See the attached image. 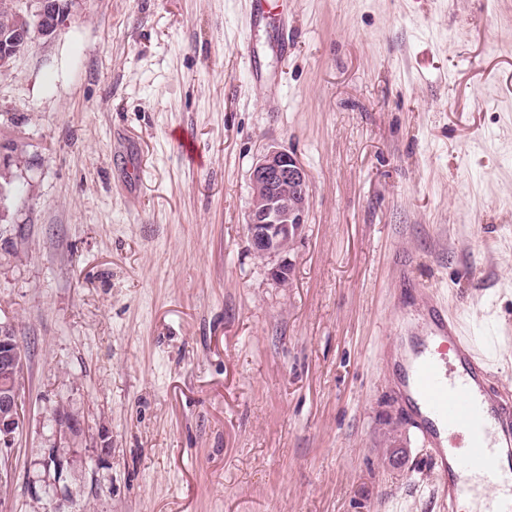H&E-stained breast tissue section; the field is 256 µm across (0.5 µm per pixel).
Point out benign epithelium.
Here are the masks:
<instances>
[{
	"instance_id": "benign-epithelium-1",
	"label": "benign epithelium",
	"mask_w": 512,
	"mask_h": 512,
	"mask_svg": "<svg viewBox=\"0 0 512 512\" xmlns=\"http://www.w3.org/2000/svg\"><path fill=\"white\" fill-rule=\"evenodd\" d=\"M72 0H15L14 25L0 31V75L8 73L17 56V39L30 43L34 36L50 37L65 23ZM251 203L246 224V236L252 254L263 261L279 259L269 269L272 279L282 285L291 276L289 255L295 249L308 224L309 183L307 169L295 155L279 147L268 149L250 172ZM24 355L16 341L14 326L0 321V449L13 447L16 434L23 428L21 399ZM56 432L77 431L79 419L70 412L54 415ZM110 453L99 449L89 458L74 448H47L42 465L52 475L56 491L63 485L67 473L77 463L96 464Z\"/></svg>"
}]
</instances>
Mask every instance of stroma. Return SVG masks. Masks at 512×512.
<instances>
[{
	"label": "stroma",
	"mask_w": 512,
	"mask_h": 512,
	"mask_svg": "<svg viewBox=\"0 0 512 512\" xmlns=\"http://www.w3.org/2000/svg\"><path fill=\"white\" fill-rule=\"evenodd\" d=\"M287 4L282 28L250 0H73L0 76L5 512H443L389 386L424 291L512 388V0ZM271 146L310 176L285 286L245 231ZM103 445L46 486L45 449ZM24 355L16 341L14 326L0 320V452L12 448L23 428L21 399Z\"/></svg>",
	"instance_id": "1"
}]
</instances>
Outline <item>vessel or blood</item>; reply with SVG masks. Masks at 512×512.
Wrapping results in <instances>:
<instances>
[{"label":"vessel or blood","mask_w":512,"mask_h":512,"mask_svg":"<svg viewBox=\"0 0 512 512\" xmlns=\"http://www.w3.org/2000/svg\"><path fill=\"white\" fill-rule=\"evenodd\" d=\"M427 316L442 352L433 356L426 339L413 341L412 356L399 363V385L438 493L447 512L468 500L478 512H512V390L436 300H428Z\"/></svg>","instance_id":"b4317fda"}]
</instances>
